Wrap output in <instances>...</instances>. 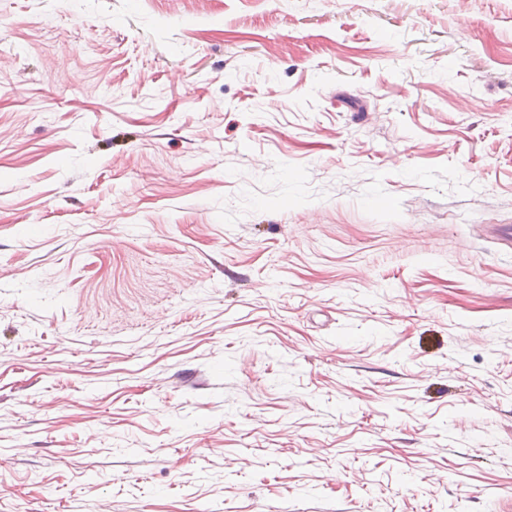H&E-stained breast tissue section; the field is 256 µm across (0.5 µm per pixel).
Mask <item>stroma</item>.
<instances>
[{
	"instance_id": "1",
	"label": "stroma",
	"mask_w": 512,
	"mask_h": 512,
	"mask_svg": "<svg viewBox=\"0 0 512 512\" xmlns=\"http://www.w3.org/2000/svg\"><path fill=\"white\" fill-rule=\"evenodd\" d=\"M0 512H512V0H0Z\"/></svg>"
}]
</instances>
